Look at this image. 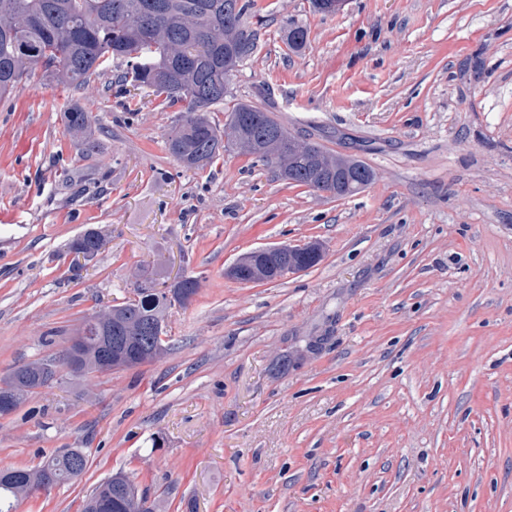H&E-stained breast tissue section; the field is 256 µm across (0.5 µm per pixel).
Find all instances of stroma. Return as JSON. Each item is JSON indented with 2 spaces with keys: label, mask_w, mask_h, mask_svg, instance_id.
<instances>
[{
  "label": "stroma",
  "mask_w": 512,
  "mask_h": 512,
  "mask_svg": "<svg viewBox=\"0 0 512 512\" xmlns=\"http://www.w3.org/2000/svg\"><path fill=\"white\" fill-rule=\"evenodd\" d=\"M245 21L235 99L357 156L367 188L336 198L236 147L185 170L182 105L121 82L122 59L86 90L35 73L0 99V382L137 281L199 283L161 356L0 417V470L88 457L16 512H80L120 470L157 512H512V0H252ZM74 106L101 156L67 131ZM88 228L106 244L76 269ZM313 242L288 278L226 273ZM103 245L104 237L101 232L91 228L71 239L66 244V250L69 254L79 251H90L97 255Z\"/></svg>",
  "instance_id": "35a3bbf8"
}]
</instances>
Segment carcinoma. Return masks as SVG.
<instances>
[{"instance_id": "obj_1", "label": "carcinoma", "mask_w": 512, "mask_h": 512, "mask_svg": "<svg viewBox=\"0 0 512 512\" xmlns=\"http://www.w3.org/2000/svg\"><path fill=\"white\" fill-rule=\"evenodd\" d=\"M0 0V29L7 27L13 38L0 36V97L31 76L36 65L20 44L45 57L44 76L51 82L84 89L100 78L104 63L124 59L134 53L148 54L151 60L133 71L132 81L171 103H185V112L167 140L170 154L186 170L203 168L224 148L238 145L261 161L272 162L281 177L334 197L354 195L374 178L362 161L341 155L331 156L317 143L301 145L288 130L264 109L245 102L228 108L226 125L236 129L235 140H224V131L211 123L207 112L232 97L230 83L237 67L255 47V33L243 27L249 3L231 0ZM288 46L301 51L307 32L296 26L286 35ZM68 131L74 134L88 155L100 151L92 137V118L72 107L63 113ZM104 237L88 229L66 244L72 254L99 253ZM198 291L191 279L184 288L168 296L164 289L136 288V299L113 305L87 317L72 344L59 356L69 375L86 377L104 365L121 364L133 368L154 360L165 350L157 334H166V319L172 300L185 306ZM102 334L121 340L140 336L142 343L156 349L147 358L111 361L108 354L82 335ZM53 382L42 377L36 363L16 369L0 386V400L18 407L29 394ZM84 451L64 448L36 468L0 471V512H14L16 504L44 490L40 477L54 476L52 486L70 483L87 469L74 461ZM137 488L127 475L116 472L97 483L86 496L83 512H138L134 499Z\"/></svg>"}]
</instances>
